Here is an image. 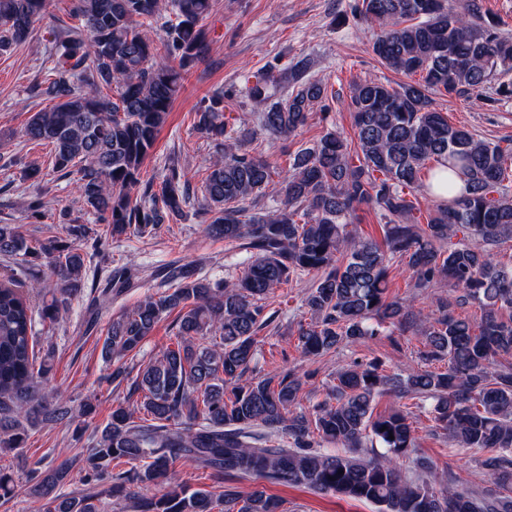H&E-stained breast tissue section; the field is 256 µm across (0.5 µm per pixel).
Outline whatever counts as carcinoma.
Segmentation results:
<instances>
[{
	"label": "carcinoma",
	"mask_w": 512,
	"mask_h": 512,
	"mask_svg": "<svg viewBox=\"0 0 512 512\" xmlns=\"http://www.w3.org/2000/svg\"><path fill=\"white\" fill-rule=\"evenodd\" d=\"M46 0H0V54L24 43ZM217 0H72L79 24L54 36L47 77L38 93L54 101L34 113L22 136L53 147V167L75 176L94 223L113 238L151 234L187 216L189 180L175 162L156 184L141 179L145 159L183 87L206 56V20ZM352 12L379 27L372 51L387 68L415 83L392 87L375 79L353 85L355 138L330 130L290 158L283 172L244 148L254 130L289 138L303 128L325 85L308 76L310 62L268 64L246 80L241 96L254 107L238 117L240 134L223 121L224 91L202 99L193 129L216 152L201 193L208 232L242 242L248 254L234 281H211L190 263L163 269L168 288L146 297L112 321L102 348L113 361L110 379L127 376L123 359L139 352L156 324L179 310L176 345L139 368L134 384L144 417L117 407L101 431L88 437L86 480L154 486L136 497L137 512H214L217 499L172 482L179 460L213 476L238 475L284 486H305L378 506V512H512V266L493 248L512 239V144L477 138L433 106L431 93L479 91L512 72V39L495 31L477 0H354ZM116 89V97L102 88ZM435 162L464 179L465 193L435 199L421 217L420 172ZM272 193L276 208L246 214L241 204ZM366 206L384 221V244L353 236L347 227ZM68 218L65 235L26 236L0 225V254L15 258L0 279V448H19L28 428L68 420L81 437V419L95 411L74 407L43 386L48 361L36 363V326L51 329L83 288V271L98 240ZM462 241L451 242L456 235ZM406 261L414 287L446 281L458 292L429 319L411 301L388 300L390 263ZM47 267L50 275L41 274ZM314 275L304 304L311 315L298 341L306 358L344 342L381 335L421 339L423 357L444 368L389 374L381 362L356 363L336 372L332 400L312 410L300 404L303 382L289 370L242 382L253 362L274 289ZM130 276L116 268L106 291L120 294ZM43 294L34 307L26 291ZM483 317L456 313L469 300ZM216 338L207 346L204 340ZM430 401L428 412L454 447L482 453L478 460L495 489L483 495L413 484L398 459L415 453L409 413L373 417L375 397ZM346 448L321 452L322 444ZM385 453L368 461L358 449ZM412 459V458H410ZM135 464L112 474V462ZM413 464L424 469L421 460ZM70 462L40 472L32 494L45 512H100L98 495L68 497L59 487ZM224 512H280L261 486L240 495L224 492Z\"/></svg>",
	"instance_id": "1"
}]
</instances>
